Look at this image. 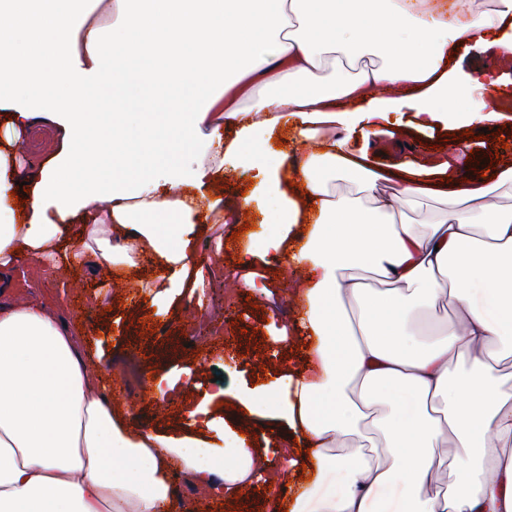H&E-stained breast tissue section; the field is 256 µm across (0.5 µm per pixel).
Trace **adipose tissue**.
Listing matches in <instances>:
<instances>
[{
	"instance_id": "1",
	"label": "adipose tissue",
	"mask_w": 512,
	"mask_h": 512,
	"mask_svg": "<svg viewBox=\"0 0 512 512\" xmlns=\"http://www.w3.org/2000/svg\"><path fill=\"white\" fill-rule=\"evenodd\" d=\"M382 3L374 15L369 0H113L107 30L62 0H0V271L19 260L43 268L77 222L84 237L66 263L132 269L149 255L155 296L174 294L209 216L236 222L213 189L248 158L277 201L281 231L265 255L305 267L294 293L312 368L284 376L275 410L299 434L307 469L296 497L273 494L276 512H385L391 485L402 488L398 512H512V382L494 371V346L512 335V208L494 190L512 169L461 188L431 182L446 164L376 165L349 140L390 135L397 103L429 129L459 121L450 104L494 91L452 79L446 59L470 42L512 56V0ZM382 46L396 64L323 73L328 60ZM270 86L280 94L242 107ZM106 97L133 113L101 122L87 105ZM322 120L347 137L318 130ZM38 124L56 129L59 148L26 167L13 148ZM291 127L310 149L286 188L260 157ZM340 181L351 190L337 191ZM383 183L391 197L379 196ZM424 195L443 199L437 216L397 218L395 202ZM356 268L387 288L365 287ZM439 301L457 319L421 343L415 313ZM383 400L388 412L367 417ZM131 417L55 306L0 302V512H165L174 469L222 498L256 475L259 453L243 437L206 459L201 438L134 432ZM336 471L342 493L324 491Z\"/></svg>"
}]
</instances>
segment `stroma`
<instances>
[{
  "label": "stroma",
  "instance_id": "1",
  "mask_svg": "<svg viewBox=\"0 0 512 512\" xmlns=\"http://www.w3.org/2000/svg\"><path fill=\"white\" fill-rule=\"evenodd\" d=\"M452 56L457 79L487 70L512 82V70L504 66L495 50L462 46ZM465 108L473 117L465 128L438 125L422 129L413 112L405 111L395 139L366 141L368 155L376 164L429 166L447 154L459 135L463 141L454 163L462 176H481L498 155L504 164L512 165V100H504L497 93L472 99ZM493 111L499 112L498 120H489ZM482 128L487 129V138L473 139V132ZM398 141L403 144L399 150L394 147ZM247 205L250 228L240 238H233L231 228L216 217L198 243V255L219 260L224 267L223 276L206 280L202 287H187L153 301L141 295L142 284L154 274L150 264L117 278L105 268H73L60 262L35 269L20 262L0 283V299L61 303L63 318L75 323L82 334V350L91 368L104 383L120 378L115 398L131 407L132 430L170 438L197 433L190 413L203 402L219 423L218 429L206 434L212 447H223L228 429L251 439L264 464L262 475L247 484L244 501L230 512H266L265 476H274L280 483L295 480L277 452L293 432L275 416L273 408L261 406L252 414L238 404L236 396L245 390L262 397L273 396L279 376L302 368L304 339L292 333L287 340H276L268 318L276 311L281 322L290 325L302 315V305L292 293L304 268L288 261H266L260 248L276 233V219L266 199ZM243 261L250 262L252 271L263 274L266 291L250 290L235 282ZM219 287L226 295L221 304L211 300ZM186 370L191 373V381L184 392L145 396V375L160 377Z\"/></svg>",
  "mask_w": 512,
  "mask_h": 512
}]
</instances>
